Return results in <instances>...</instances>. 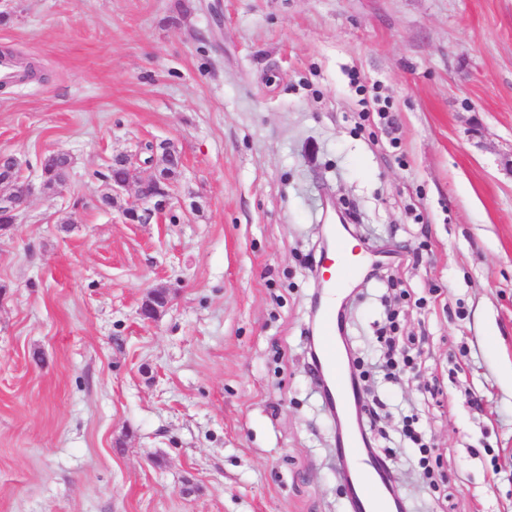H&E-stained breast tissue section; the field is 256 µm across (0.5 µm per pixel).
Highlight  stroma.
Wrapping results in <instances>:
<instances>
[{"instance_id": "1", "label": "stroma", "mask_w": 512, "mask_h": 512, "mask_svg": "<svg viewBox=\"0 0 512 512\" xmlns=\"http://www.w3.org/2000/svg\"><path fill=\"white\" fill-rule=\"evenodd\" d=\"M0 154L35 183L0 230V512H349L304 366L317 228L396 263L351 279L375 359L395 311L414 371L368 385L413 512H512V0H0ZM183 174L162 223L103 206L113 156ZM66 153L65 186L40 189ZM71 218L63 230L62 218ZM175 288L155 322L146 292ZM483 395L475 408L469 392ZM436 448L424 489L400 419Z\"/></svg>"}]
</instances>
